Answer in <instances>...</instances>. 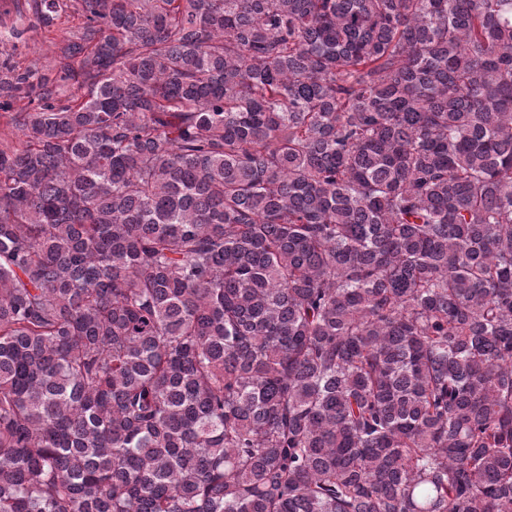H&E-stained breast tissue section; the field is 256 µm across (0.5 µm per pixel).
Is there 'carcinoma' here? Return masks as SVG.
Wrapping results in <instances>:
<instances>
[{"instance_id": "obj_1", "label": "carcinoma", "mask_w": 512, "mask_h": 512, "mask_svg": "<svg viewBox=\"0 0 512 512\" xmlns=\"http://www.w3.org/2000/svg\"><path fill=\"white\" fill-rule=\"evenodd\" d=\"M79 2L0 63V512H512V0ZM17 8L11 6V13L6 16L4 25L0 24V39L4 45L0 51V61L8 59L12 64L22 68L37 65L44 67L55 64V48L50 42L58 41L64 32L76 31L82 27L85 19L80 10L69 8L62 12L54 21V25L46 28L38 21V5L40 0H15ZM14 28L20 32L18 38L10 36L9 30Z\"/></svg>"}]
</instances>
